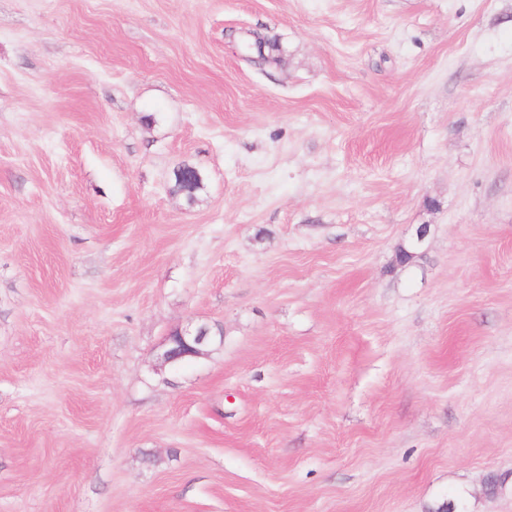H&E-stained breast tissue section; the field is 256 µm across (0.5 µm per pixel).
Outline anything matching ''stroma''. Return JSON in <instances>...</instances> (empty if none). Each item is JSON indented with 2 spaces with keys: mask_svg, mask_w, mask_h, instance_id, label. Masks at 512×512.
<instances>
[{
  "mask_svg": "<svg viewBox=\"0 0 512 512\" xmlns=\"http://www.w3.org/2000/svg\"><path fill=\"white\" fill-rule=\"evenodd\" d=\"M445 500L512 512V0H0V512ZM214 341V334L209 326L201 324L184 330H175L169 334L164 343L165 349L159 359L165 365L176 367L186 358L204 355Z\"/></svg>",
  "mask_w": 512,
  "mask_h": 512,
  "instance_id": "35a3bbf8",
  "label": "stroma"
}]
</instances>
